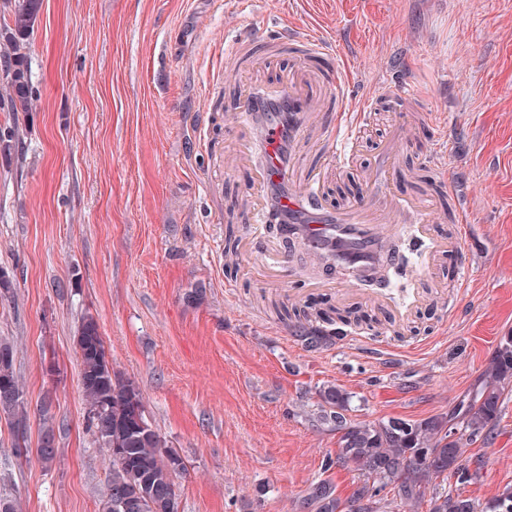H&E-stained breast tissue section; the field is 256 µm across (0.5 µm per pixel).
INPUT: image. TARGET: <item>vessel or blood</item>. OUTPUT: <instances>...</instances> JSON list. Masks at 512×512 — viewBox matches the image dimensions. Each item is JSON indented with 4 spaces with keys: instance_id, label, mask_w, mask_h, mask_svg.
Listing matches in <instances>:
<instances>
[{
    "instance_id": "1",
    "label": "vessel or blood",
    "mask_w": 512,
    "mask_h": 512,
    "mask_svg": "<svg viewBox=\"0 0 512 512\" xmlns=\"http://www.w3.org/2000/svg\"><path fill=\"white\" fill-rule=\"evenodd\" d=\"M273 38L300 47L302 55L288 77L287 87L270 91L244 89L239 93L238 131L248 148L264 150L262 164H253L248 157L243 160L252 169V199L244 221L278 225L282 240L310 256L333 255L337 268L346 271L347 276L325 279L323 285L345 297L359 295L363 275L374 274L384 264L389 241L384 226L393 218L414 216L421 238L430 243L431 259L457 251L460 235L433 236L427 198L409 200L386 189L370 193L364 200H351L345 208L333 211L323 202V169H303L299 158L285 160L273 151L275 145L285 141L295 144L318 131V114L323 109L324 94L329 91L338 101L341 118L332 135L328 164L342 167L347 155L355 151L374 107L385 103L392 111H403L416 95L413 85L407 81H383L363 101H354L348 93L352 75L338 68L319 75L308 67L313 59L333 57L330 38L293 26L276 30ZM242 250L244 254L263 257L278 272L288 269V259L279 246L268 243L261 235L246 239Z\"/></svg>"
}]
</instances>
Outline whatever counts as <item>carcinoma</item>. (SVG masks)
Instances as JSON below:
<instances>
[{
	"instance_id": "1",
	"label": "carcinoma",
	"mask_w": 512,
	"mask_h": 512,
	"mask_svg": "<svg viewBox=\"0 0 512 512\" xmlns=\"http://www.w3.org/2000/svg\"><path fill=\"white\" fill-rule=\"evenodd\" d=\"M41 0H13L8 20L0 26V60L11 66L5 85L7 110L25 112L33 93L26 64L27 40L39 14ZM298 328L311 318L343 323L377 322L359 307L330 306L311 313L292 308ZM80 382L84 400L101 445L107 451L111 478L102 493V512H122L118 501L137 500L136 512H180L179 495L173 493L181 457L145 417L136 387L119 378L107 359L97 322L86 319L78 331ZM14 349L0 342V412L7 415L17 440L24 439L28 413L24 390L14 367ZM512 394V335L501 339L475 395L459 403L451 414L420 420L388 418L378 422H353L348 418L352 395L337 385L319 390L316 421L338 434L336 457L328 465L352 467L364 483L343 500L330 483L314 485L302 501L316 512H374V497L385 489L390 503L406 512H419L426 490L435 489L429 512H512V488L480 504L471 498L438 490L454 477L459 484L474 478L465 457L466 448L489 436Z\"/></svg>"
}]
</instances>
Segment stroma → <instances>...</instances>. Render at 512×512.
Returning <instances> with one entry per match:
<instances>
[{
    "mask_svg": "<svg viewBox=\"0 0 512 512\" xmlns=\"http://www.w3.org/2000/svg\"><path fill=\"white\" fill-rule=\"evenodd\" d=\"M328 35L339 62L418 89L402 114L382 113L341 175L331 206L366 191L398 144L399 192L429 194L436 233L460 230L463 254L440 258L424 301L396 332L358 329L319 348L274 312L335 294L297 293L325 272L293 252L292 284L264 278L259 258L224 260L225 203L245 198L224 50L284 24ZM26 56L29 112L0 109V133L19 124L22 149L0 152V339L15 349L28 410L29 455L0 416V499L21 512H102L109 470L88 416L74 337L93 316L113 369L140 392L145 415L184 461L181 512H303L309 485L348 498L363 478L326 468L337 435L311 415L324 385L354 399L350 418L419 420L471 393L512 332V0H43ZM459 192L417 180L435 144ZM469 221L454 225L456 199ZM394 238L406 263L367 292L380 321L409 302L423 272L415 224ZM58 426L57 455L35 453L42 419ZM474 479L447 490L487 501L512 487V395L488 441L470 446Z\"/></svg>",
    "mask_w": 512,
    "mask_h": 512,
    "instance_id": "35a3bbf8",
    "label": "stroma"
}]
</instances>
